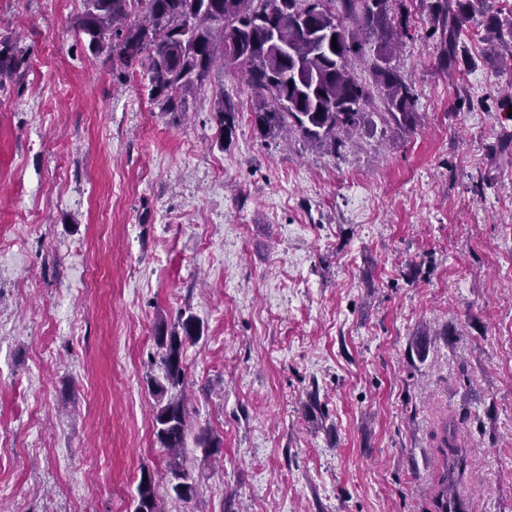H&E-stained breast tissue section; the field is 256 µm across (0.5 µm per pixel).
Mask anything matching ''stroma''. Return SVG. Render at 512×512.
I'll use <instances>...</instances> for the list:
<instances>
[{"instance_id": "35a3bbf8", "label": "stroma", "mask_w": 512, "mask_h": 512, "mask_svg": "<svg viewBox=\"0 0 512 512\" xmlns=\"http://www.w3.org/2000/svg\"><path fill=\"white\" fill-rule=\"evenodd\" d=\"M408 7L416 125L334 153L261 136L242 68L166 113L77 38L83 0H0V512H133L146 472L165 512H434L446 419L471 512H512V67L477 15L448 73ZM182 312L191 427L223 440L184 449L189 503L150 385ZM21 65L16 56L15 46L6 40H0V88L6 77H13Z\"/></svg>"}]
</instances>
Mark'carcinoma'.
<instances>
[{"mask_svg": "<svg viewBox=\"0 0 512 512\" xmlns=\"http://www.w3.org/2000/svg\"><path fill=\"white\" fill-rule=\"evenodd\" d=\"M406 0H83L75 22L90 52L104 54L120 68L139 66L151 100L163 112H184L189 96L211 79L216 61L244 66L256 103L262 136L298 134L319 147L336 149L360 128L416 124L412 85L392 64L409 27L397 11ZM483 0H430L433 33L439 35V64L458 65L457 46L464 26ZM337 48H332V43ZM367 66L372 81L355 74L354 61ZM15 46L0 40V84L18 71ZM384 111H370L375 98ZM216 112L224 137L235 131L237 109L224 99ZM202 337L194 316L180 314L172 327L159 323L155 341L161 351L162 377L153 380L157 396L154 428L160 447L170 451L167 474L176 499L191 501L195 480L184 465L190 420L183 384L185 349ZM209 457L221 439L208 430L193 437ZM445 458L437 512L460 499L456 485L468 465L458 445V427L443 424ZM133 512H164L154 478L143 474Z\"/></svg>", "mask_w": 512, "mask_h": 512, "instance_id": "obj_1", "label": "carcinoma"}]
</instances>
